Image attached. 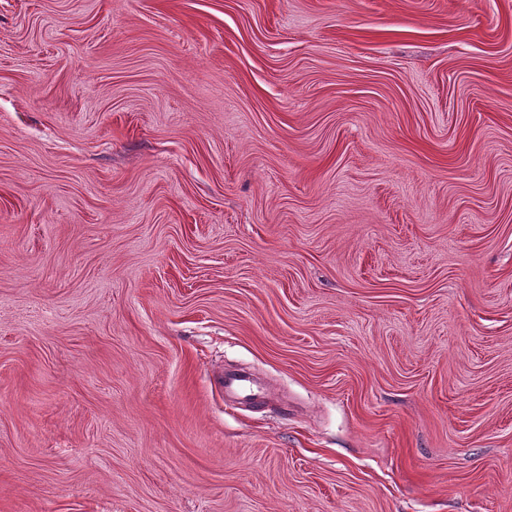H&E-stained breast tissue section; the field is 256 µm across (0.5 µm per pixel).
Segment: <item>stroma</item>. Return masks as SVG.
I'll list each match as a JSON object with an SVG mask.
<instances>
[{"label": "stroma", "mask_w": 512, "mask_h": 512, "mask_svg": "<svg viewBox=\"0 0 512 512\" xmlns=\"http://www.w3.org/2000/svg\"><path fill=\"white\" fill-rule=\"evenodd\" d=\"M0 512H512V0H0ZM219 384L224 391V397L229 394L243 399H254L259 396L258 389L245 373L224 372V378L221 379Z\"/></svg>", "instance_id": "obj_1"}]
</instances>
